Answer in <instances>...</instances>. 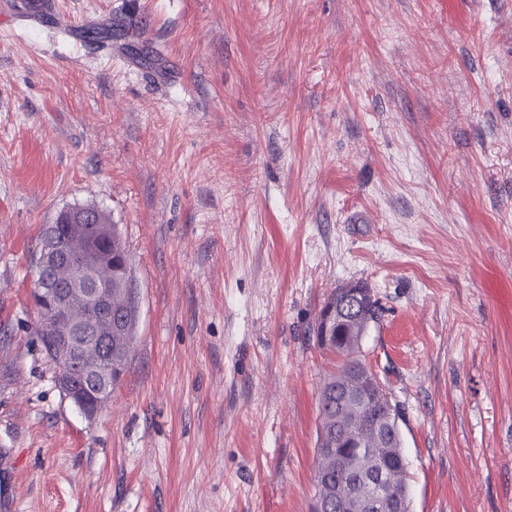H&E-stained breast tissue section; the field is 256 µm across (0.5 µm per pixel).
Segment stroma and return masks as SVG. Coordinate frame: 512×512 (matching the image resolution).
<instances>
[{
  "label": "stroma",
  "mask_w": 512,
  "mask_h": 512,
  "mask_svg": "<svg viewBox=\"0 0 512 512\" xmlns=\"http://www.w3.org/2000/svg\"><path fill=\"white\" fill-rule=\"evenodd\" d=\"M42 2L0 17V498L311 512L313 328L359 281L411 512H512V0ZM86 205L140 312L91 420L32 301L42 226Z\"/></svg>",
  "instance_id": "35a3bbf8"
}]
</instances>
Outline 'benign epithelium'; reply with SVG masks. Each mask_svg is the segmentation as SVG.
Segmentation results:
<instances>
[{
  "label": "benign epithelium",
  "instance_id": "obj_1",
  "mask_svg": "<svg viewBox=\"0 0 512 512\" xmlns=\"http://www.w3.org/2000/svg\"><path fill=\"white\" fill-rule=\"evenodd\" d=\"M88 217L76 207L62 210L47 245L35 261L33 295L46 304L48 327L59 388L68 399L81 405L82 414L92 419L112 399V232L98 227L89 236ZM79 359L84 384L76 387L70 375L71 362ZM375 370L362 364V370L346 360L347 383L359 379L364 387L353 391L359 404H365L373 387ZM373 421L363 422L360 437L350 441L353 457L366 462L362 480L370 490L364 507L404 512L405 501L393 477L395 465L375 455L369 430Z\"/></svg>",
  "mask_w": 512,
  "mask_h": 512
}]
</instances>
